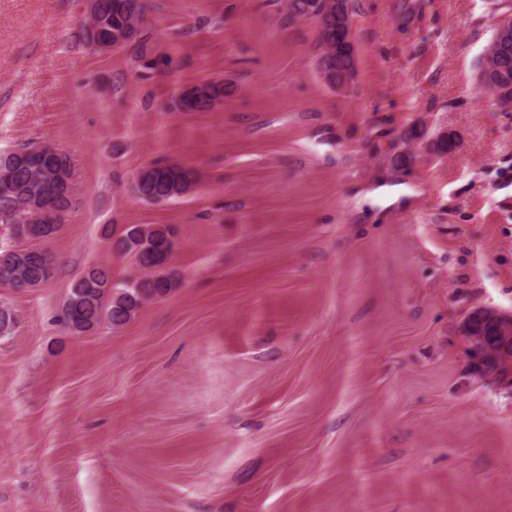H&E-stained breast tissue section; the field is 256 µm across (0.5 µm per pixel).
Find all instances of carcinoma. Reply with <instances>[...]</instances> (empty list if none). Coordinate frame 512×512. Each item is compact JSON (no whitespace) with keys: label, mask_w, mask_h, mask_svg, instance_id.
<instances>
[{"label":"carcinoma","mask_w":512,"mask_h":512,"mask_svg":"<svg viewBox=\"0 0 512 512\" xmlns=\"http://www.w3.org/2000/svg\"><path fill=\"white\" fill-rule=\"evenodd\" d=\"M145 0H103L93 26L101 37L124 31H138L134 42L145 44L142 23ZM292 19L312 18L318 27L316 63L325 82L346 88L356 72L355 48L351 38V0H288ZM481 82L493 84L501 104L512 103V30L491 42L480 72ZM228 88L203 82L184 89L177 100L182 112H204L209 101L225 96ZM69 166L66 156L33 158L0 152V166L9 172L0 179V223L9 224L19 244L0 251V281L21 289L35 288L48 280L44 268L52 266L45 250L37 251L31 242L53 238L60 225L31 224L21 217L44 193L53 191L58 208H71L66 188L54 183L55 167ZM195 184L191 170L174 162L155 161L143 166L135 179L136 193L145 201L163 203L188 193ZM174 231L169 226L134 224L128 227L116 247L131 255L145 275L125 284L112 283L107 267L92 266L77 278L71 288L61 321L77 332H86L106 322L119 327L129 322L149 301L166 296L174 282L163 269L173 250Z\"/></svg>","instance_id":"obj_1"}]
</instances>
